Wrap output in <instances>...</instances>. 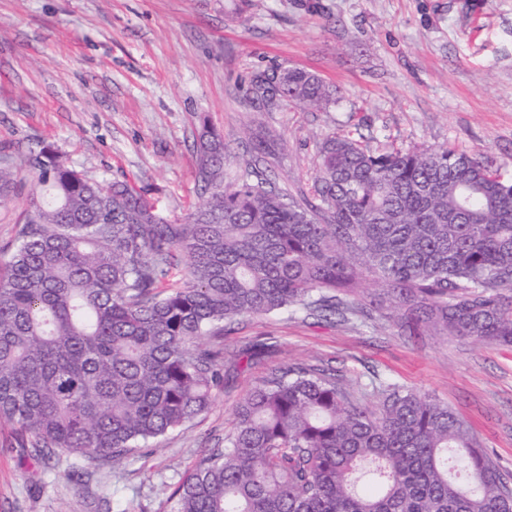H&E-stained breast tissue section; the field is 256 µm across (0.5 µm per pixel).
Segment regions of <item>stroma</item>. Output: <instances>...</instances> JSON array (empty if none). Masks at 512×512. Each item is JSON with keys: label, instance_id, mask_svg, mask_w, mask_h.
Wrapping results in <instances>:
<instances>
[{"label": "stroma", "instance_id": "1", "mask_svg": "<svg viewBox=\"0 0 512 512\" xmlns=\"http://www.w3.org/2000/svg\"><path fill=\"white\" fill-rule=\"evenodd\" d=\"M316 72L336 103L258 104L256 77ZM224 143V182L246 169L295 198L314 196L322 140L370 148L454 147L512 178V0H0V258L34 185L30 150L54 148L101 179H130L169 220L201 203L196 141ZM273 148L256 154L258 139ZM274 338L238 368L234 354ZM224 383L210 410L120 460H32L0 424V512H169L207 449L232 430L236 405L272 371L332 368L448 403L512 474V346L409 336L382 318L365 327L288 313L224 332Z\"/></svg>", "mask_w": 512, "mask_h": 512}]
</instances>
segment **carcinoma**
<instances>
[{
	"mask_svg": "<svg viewBox=\"0 0 512 512\" xmlns=\"http://www.w3.org/2000/svg\"><path fill=\"white\" fill-rule=\"evenodd\" d=\"M254 98L320 107L336 90L285 67ZM199 152L210 199L182 222L50 148L26 158L37 190L0 263V422L33 439L36 462L147 447L210 409L224 324L289 312L364 326L369 280L405 330L512 346V180L481 160L331 136L313 203L268 178L224 185L210 131ZM234 416L171 512H512L469 425L391 380L287 366Z\"/></svg>",
	"mask_w": 512,
	"mask_h": 512,
	"instance_id": "carcinoma-1",
	"label": "carcinoma"
}]
</instances>
